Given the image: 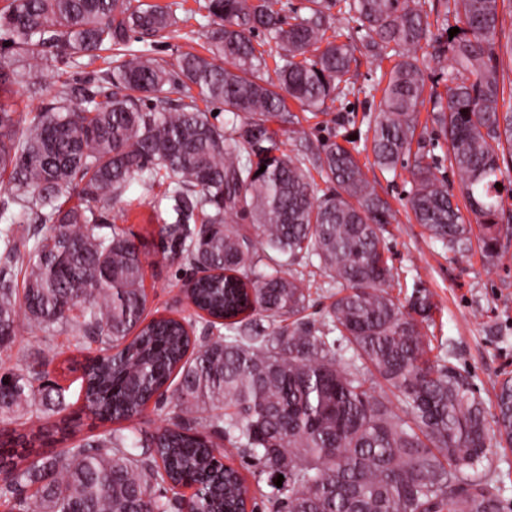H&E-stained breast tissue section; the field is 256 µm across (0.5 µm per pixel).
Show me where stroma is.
Masks as SVG:
<instances>
[{"label":"stroma","instance_id":"stroma-1","mask_svg":"<svg viewBox=\"0 0 512 512\" xmlns=\"http://www.w3.org/2000/svg\"><path fill=\"white\" fill-rule=\"evenodd\" d=\"M373 117L371 98L359 92L340 96L328 114L315 118L302 112L298 124L278 126V139L282 150L293 154L302 142L315 144L334 132L353 138L362 149ZM368 178L389 202L394 216L383 232L391 264L395 271L420 279L432 296L435 308L427 334L435 350L448 353L476 394L486 405H493L501 381L512 378V236L501 238L495 257H486L475 247L457 263H450L447 250L414 222L408 210V170L401 168L392 175L373 169ZM108 219L131 234L149 255L143 278L148 317L190 316L195 336H206L204 320L194 318L185 298L189 268L162 251L154 200L142 199L140 186L131 184L122 202L109 209ZM98 348L95 342L76 344L64 330L45 333L25 326L19 331L14 355L0 358V364L15 365L23 352L48 361L50 380L67 387L66 400L77 408L82 404L79 363Z\"/></svg>","mask_w":512,"mask_h":512}]
</instances>
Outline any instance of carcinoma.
Instances as JSON below:
<instances>
[{"mask_svg":"<svg viewBox=\"0 0 512 512\" xmlns=\"http://www.w3.org/2000/svg\"><path fill=\"white\" fill-rule=\"evenodd\" d=\"M6 2L0 94L17 85L42 96L33 70L44 60L85 58L88 67L101 58L106 67L61 82L23 121L0 103V183L16 206L0 213V353L23 322L68 327L77 341L102 344L81 378L86 415L132 422L164 391L175 416L146 437L119 427L76 440L80 419H52L66 389L43 364L19 360L0 371V419L22 426L0 434V507L503 512L502 487L485 470L491 448L512 447V378L490 414L468 382L430 357L433 304L416 282L404 303L389 292L402 287L383 238L391 208L353 150L329 139L289 155L270 124L296 119L289 97L314 115L338 93L379 97L373 165L410 166L414 220L453 256L471 250L476 231L494 257L512 235L502 195L512 171V108L502 111L500 78L503 56L512 57L505 0H196L206 52L171 60L155 53L178 37L182 19L170 4ZM337 19L369 55L398 57L385 85L355 89L354 47L338 31L327 35ZM260 32L273 47L258 49ZM428 71L445 76L444 91L426 92ZM193 88L233 119L211 120ZM426 102L455 185L422 150ZM134 182L145 197L164 187L160 233L190 268L212 271L188 298L226 335L199 341L189 318L146 320V254L118 227L103 232V209ZM73 196L80 204L66 206ZM234 215L244 223L229 224ZM28 224L46 233L24 255L15 235ZM287 264L297 269L287 273ZM308 266L337 289L318 325L304 316ZM377 383L391 396L376 394ZM68 439L61 453L43 450ZM235 456L253 468V496L229 464ZM192 486L183 498L179 488Z\"/></svg>","mask_w":512,"mask_h":512,"instance_id":"obj_1","label":"carcinoma"}]
</instances>
